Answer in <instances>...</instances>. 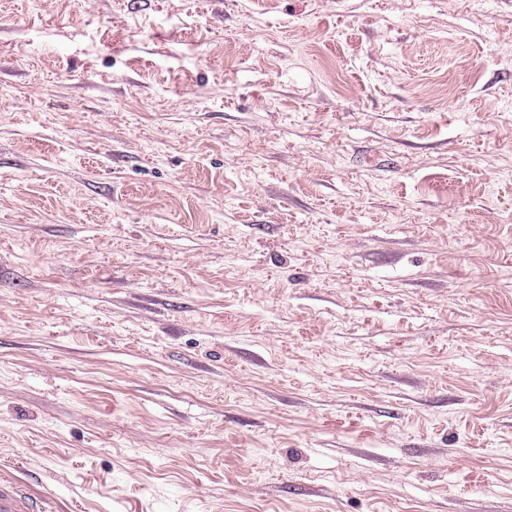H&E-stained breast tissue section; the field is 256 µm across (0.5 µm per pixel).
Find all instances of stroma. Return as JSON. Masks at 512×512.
Here are the masks:
<instances>
[{
  "instance_id": "stroma-1",
  "label": "stroma",
  "mask_w": 512,
  "mask_h": 512,
  "mask_svg": "<svg viewBox=\"0 0 512 512\" xmlns=\"http://www.w3.org/2000/svg\"><path fill=\"white\" fill-rule=\"evenodd\" d=\"M1 473L512 512V0H0Z\"/></svg>"
}]
</instances>
